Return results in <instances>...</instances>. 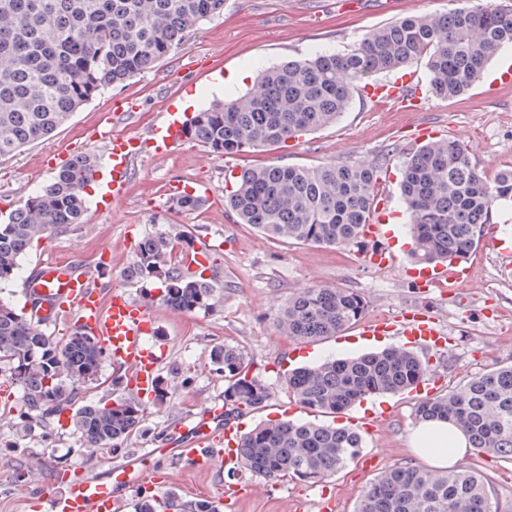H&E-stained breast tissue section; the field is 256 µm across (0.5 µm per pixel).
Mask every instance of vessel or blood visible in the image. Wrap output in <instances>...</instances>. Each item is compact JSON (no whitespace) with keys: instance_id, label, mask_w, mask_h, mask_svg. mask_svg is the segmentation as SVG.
<instances>
[{"instance_id":"b4317fda","label":"vessel or blood","mask_w":512,"mask_h":512,"mask_svg":"<svg viewBox=\"0 0 512 512\" xmlns=\"http://www.w3.org/2000/svg\"><path fill=\"white\" fill-rule=\"evenodd\" d=\"M366 93L373 99L403 100L408 108L418 106L417 100L410 98L408 83L403 78L389 84L367 85ZM99 138L108 143L112 160V188L103 203L108 209L126 196L130 166L138 155H168L184 141L185 135L182 122L173 120L171 112L166 111L149 137L104 131ZM358 238L373 244L365 255L370 265L384 269L396 263L385 217L362 225ZM405 274L424 289L441 288L448 283L462 287L468 283L455 263L421 269L410 267ZM25 295L37 302L32 314L35 327H50L62 315H70L76 326L94 336L110 361L122 370L129 389L139 398H153L161 362L149 342L156 321L153 305L137 303L118 291L104 294L95 274L79 271L53 258L40 262L35 276L26 285ZM361 333L371 338L395 335L401 337L405 347L419 346L438 352L450 349L454 342L451 331L438 317L415 307L404 308L391 319H369L362 325ZM184 427V434L174 438L181 470L213 467L224 470L232 478L224 486V496L235 499L240 488L233 478L242 468L240 422L225 419L223 406L208 402L198 413L185 419ZM166 454L163 448L150 449L136 462L112 469L106 477L85 474L47 484L38 476L34 482L39 485L50 512H121L122 499L117 496V489L150 485L161 490L177 483L181 470L163 465Z\"/></svg>"}]
</instances>
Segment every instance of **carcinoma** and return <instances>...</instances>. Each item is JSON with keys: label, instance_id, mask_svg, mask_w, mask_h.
Here are the masks:
<instances>
[{"label": "carcinoma", "instance_id": "carcinoma-1", "mask_svg": "<svg viewBox=\"0 0 512 512\" xmlns=\"http://www.w3.org/2000/svg\"><path fill=\"white\" fill-rule=\"evenodd\" d=\"M225 0H0V159L48 138L96 94L155 68L187 44L202 22L224 13ZM512 44V3L460 0L444 13L405 17L378 27L344 53L290 59L258 73L246 92L215 100L184 124L186 138L218 155L274 147L336 122L361 86L426 60L429 91L448 99L481 77L496 52ZM98 160L81 154L40 192L0 221V284L13 279L30 245L79 224ZM381 166L280 162L244 166L225 207L241 224L284 241L347 247L376 206ZM400 193L409 218L411 257L431 264L462 259L494 205L512 207V170L489 181L465 145L444 139L419 146L402 166ZM165 231L145 237L126 281L167 275L161 303L175 312L211 308L220 285L203 272L171 267ZM366 299L346 288H301L277 312V331L316 342L353 326ZM224 373L227 416L259 412L270 399L249 375L243 351L216 347ZM104 365L97 340L77 329L57 339L36 330L23 310L0 302V372L41 420L72 411L87 448H121L140 431L143 410L132 399L83 396ZM426 368L402 347L328 358L288 374V393L313 413L339 414L367 398L412 389ZM446 420L464 432L475 455L512 461V365L474 377L422 401L415 420ZM364 439L319 420L258 423L241 437L243 466L271 480L319 483L353 463ZM355 512H497L477 470L395 466L362 492Z\"/></svg>", "mask_w": 512, "mask_h": 512}]
</instances>
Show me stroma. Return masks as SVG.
<instances>
[{
	"label": "stroma",
	"mask_w": 512,
	"mask_h": 512,
	"mask_svg": "<svg viewBox=\"0 0 512 512\" xmlns=\"http://www.w3.org/2000/svg\"><path fill=\"white\" fill-rule=\"evenodd\" d=\"M452 6V0H226L223 15L200 24L186 46L154 69L124 86L102 91L50 137L0 161V215L49 183L52 172L46 160L60 149L92 154L100 164H107L104 144L89 139L94 129L108 126L130 135L147 134L161 121L157 101L170 100L180 113L195 112L213 100L231 99L247 90L244 82H221L224 73L242 71L254 76L290 58L325 50L340 52L379 26ZM508 63H512V44L496 53L481 83L467 93L448 100L424 95L420 108L412 112L400 111L391 101L354 97L335 124L271 151L218 156L188 140L166 157L138 158L132 164L127 196L115 210L102 207L101 193L91 194L82 223L33 243L16 280L0 286V300L24 305L25 279L41 259L51 257L79 270L97 268L102 288H116L134 299L153 302L163 281L129 284L123 272L133 262L140 239L159 229L192 233L191 245H177L173 252L172 260L181 268H188L200 245H207L209 275L224 292L206 311L178 313L159 307L155 335L165 347L160 376L167 381L169 394L164 403H143L142 428L120 450L89 452L66 414L34 423L29 430L21 428L24 402L20 391H13L8 404L0 403V512H49L29 478L31 472H66L81 465L87 473L104 476L115 466L132 463L145 449L165 445L184 417L208 401L223 400L224 376L213 364L211 351L224 343L241 348L250 372L270 388L268 407L247 413V425L282 417L308 418V411L288 396L289 373L326 358L373 351L377 345L364 339L350 344L338 336L300 345L280 335L274 318L301 288L326 286L358 292L368 301L370 318L393 316L409 305H425L457 338L455 348L434 363L445 378L446 390L496 367L512 365V278L502 276L498 261L499 251L512 252V209L493 207L490 226L465 262L470 283L463 294L439 288L425 294L400 271L409 262V236L408 216L399 198V169L417 146L410 131L419 125L464 143L473 164L487 177L512 169V84L490 95L483 92L484 84ZM123 97L139 105L131 116L113 113L114 101ZM371 160L383 168L378 191L389 198L395 213L390 227L401 256L397 268L365 267L357 245L336 248L267 238L238 223L224 207V187L244 166L272 161L317 166ZM172 180L191 186L208 183L210 201L194 211L179 210L164 193ZM104 244L112 248V262L107 266L99 262L98 250ZM420 399L419 393L407 391L365 401L337 415V423L345 425L368 410L384 408L392 425L384 435L365 438L366 449H384L379 466L361 461L330 478L337 500L334 512H354L360 494L380 468L424 465V458L408 445ZM467 461L476 464L489 481L497 512H512V462L472 454ZM227 480L226 474L215 469H189L175 492L185 505L200 498L216 502ZM239 482L250 493L230 512H290L293 499L313 497L309 484L291 478L271 480L245 469Z\"/></svg>",
	"instance_id": "obj_1"
}]
</instances>
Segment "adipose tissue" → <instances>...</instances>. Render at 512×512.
Here are the masks:
<instances>
[{
  "mask_svg": "<svg viewBox=\"0 0 512 512\" xmlns=\"http://www.w3.org/2000/svg\"><path fill=\"white\" fill-rule=\"evenodd\" d=\"M409 441L417 455L442 469L455 465L471 451L468 439L443 421L417 423Z\"/></svg>",
  "mask_w": 512,
  "mask_h": 512,
  "instance_id": "adipose-tissue-1",
  "label": "adipose tissue"
}]
</instances>
